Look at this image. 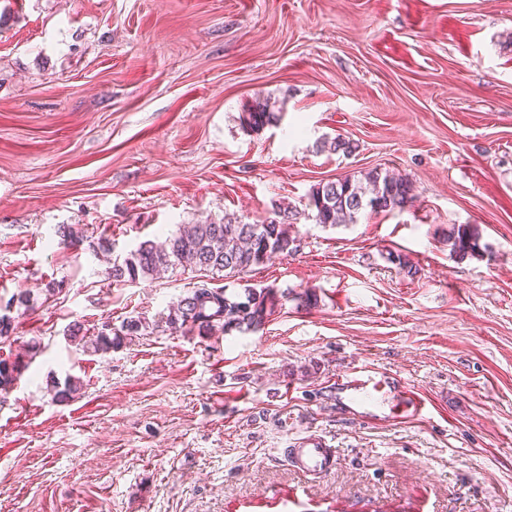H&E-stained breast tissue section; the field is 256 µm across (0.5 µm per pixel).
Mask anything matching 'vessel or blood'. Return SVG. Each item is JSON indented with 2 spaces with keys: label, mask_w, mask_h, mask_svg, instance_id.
I'll return each mask as SVG.
<instances>
[{
  "label": "vessel or blood",
  "mask_w": 512,
  "mask_h": 512,
  "mask_svg": "<svg viewBox=\"0 0 512 512\" xmlns=\"http://www.w3.org/2000/svg\"><path fill=\"white\" fill-rule=\"evenodd\" d=\"M342 388L356 404L369 400L380 402L388 417L393 419H418L430 411L428 399L420 393L399 386L395 379L376 376L368 369L354 372L343 382ZM284 454L293 468L306 476H319L336 466L334 448L319 437L302 439L298 447L285 449Z\"/></svg>",
  "instance_id": "obj_1"
}]
</instances>
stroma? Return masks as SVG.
<instances>
[{
	"label": "stroma",
	"instance_id": "35a3bbf8",
	"mask_svg": "<svg viewBox=\"0 0 512 512\" xmlns=\"http://www.w3.org/2000/svg\"><path fill=\"white\" fill-rule=\"evenodd\" d=\"M263 104L279 121L243 125ZM336 136L356 151H316ZM374 168L413 183L410 208L301 217L296 253L231 278L111 283L56 234L122 257L182 224L302 213ZM454 224L481 256H450ZM203 280L278 303L255 332L168 327ZM19 292L0 512H512V0H0V304ZM138 316L153 333L109 354L65 336ZM360 367L430 414L350 409ZM311 434L337 456L316 480L283 454Z\"/></svg>",
	"mask_w": 512,
	"mask_h": 512
}]
</instances>
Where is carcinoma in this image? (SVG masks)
<instances>
[{
    "mask_svg": "<svg viewBox=\"0 0 512 512\" xmlns=\"http://www.w3.org/2000/svg\"><path fill=\"white\" fill-rule=\"evenodd\" d=\"M279 120L276 112L263 106L243 116V123L260 129ZM357 145L341 137L320 143V151L350 155ZM415 189L412 182L378 170H370L360 179L344 178L320 183L310 195L308 206L317 224H355L359 215L368 210L373 214L401 211L412 205ZM297 219V212L279 206L272 215L250 223L226 214L220 221L189 224L169 236L163 243L144 241L122 258H115L106 275L114 283L135 282L156 276L183 261L199 270L217 271L234 277L253 266L265 263L274 255H290L297 251L296 239L288 234L285 225ZM480 234L467 224L448 231L450 252L456 259L482 254ZM276 293L268 288L248 290L245 300L229 297L222 288H211L204 282L195 286L176 305L169 309L166 323L190 331L210 333L222 330H256L274 312ZM29 296L19 293L11 297L0 314V343L9 340L14 331L13 306H27ZM150 325L141 318L129 319L115 327L104 321L96 334L89 338L81 323L68 326L66 336L72 341L89 339L93 353H107L121 345L129 336H142ZM20 368L17 362L0 358V391L11 387ZM81 388L79 379L70 378L64 386H52L58 402L72 399Z\"/></svg>",
    "mask_w": 512,
    "mask_h": 512,
    "instance_id": "1",
    "label": "carcinoma"
}]
</instances>
